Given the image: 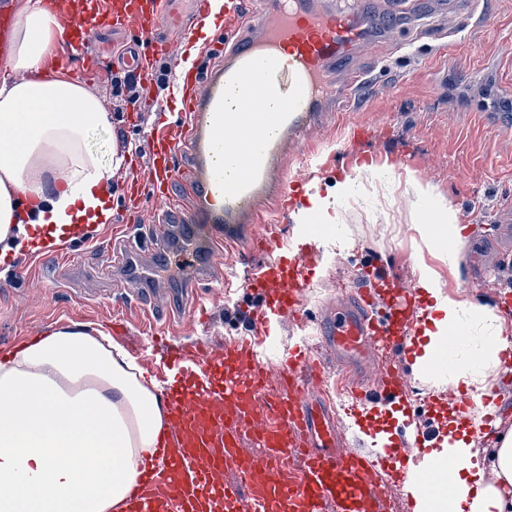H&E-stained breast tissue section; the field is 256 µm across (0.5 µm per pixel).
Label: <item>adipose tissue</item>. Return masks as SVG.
Returning a JSON list of instances; mask_svg holds the SVG:
<instances>
[{"label":"adipose tissue","instance_id":"obj_1","mask_svg":"<svg viewBox=\"0 0 512 512\" xmlns=\"http://www.w3.org/2000/svg\"><path fill=\"white\" fill-rule=\"evenodd\" d=\"M54 15L26 0L13 51L0 64V253L50 244L82 224L111 217L106 196L113 156L103 165L86 147L109 123L100 100L43 72L57 34ZM441 311L425 355L463 328L448 379L482 390L499 353L512 346L493 309L436 298ZM166 426L159 387L104 331L61 324L0 359V512H123L140 466ZM452 490L428 512H512V428L491 447L454 443Z\"/></svg>","mask_w":512,"mask_h":512}]
</instances>
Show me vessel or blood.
Returning <instances> with one entry per match:
<instances>
[{"label": "vessel or blood", "instance_id": "1", "mask_svg": "<svg viewBox=\"0 0 512 512\" xmlns=\"http://www.w3.org/2000/svg\"><path fill=\"white\" fill-rule=\"evenodd\" d=\"M55 14L63 54L47 63L71 69L84 60V72L97 71L91 56L90 31L119 30L129 41L123 65L148 74L155 61L171 54L175 35L193 37L210 0H194V8L178 15L171 0H87L77 13V0H42ZM392 10L413 37L429 34L443 40L468 26L483 30L496 25L480 12L478 0H448V24L431 30L424 0H394ZM224 59L188 71L174 85L184 109L176 131L151 138L152 174L134 182L135 204L152 202L163 217L149 232H138L140 247L160 246L170 235L166 220L178 217L179 200L172 186L180 180L178 162L189 159L185 193L196 203L180 231L200 237L212 254L246 253L258 238H268L271 258L249 267L244 286L256 295L264 317L249 316L252 329L270 333L273 323L294 312L301 288L310 279L306 250L287 253L275 221L295 208V185L283 165L285 147L302 142L330 112L349 103L363 73L352 70L336 85V69L358 50L368 49L391 34L364 23L360 14L324 6L322 0H225ZM11 0H0V57L12 47ZM265 75L263 89L245 88L246 109H224V91L243 84L255 70ZM280 108H262L265 94ZM223 142L238 163L234 177H225L213 161L216 142ZM423 314L412 292L398 290L385 314L375 311L371 287L355 281L335 306H323L317 321L322 345L353 386L359 408L401 399L403 383L389 369L391 350L410 353L405 331L419 327ZM194 365L180 350H168L170 375L160 390L168 428L156 453L142 465L140 482L129 495L125 512H384L386 477L416 482L425 499L447 488L451 454H443L421 472L398 464L404 451L438 448L441 427L435 423L408 429L401 442L363 451L349 447L319 389L321 369L307 348L286 352L277 374L258 367L249 341L228 347L199 345ZM278 377L284 396L261 402L271 377ZM258 418L255 438L262 452L242 456L238 441L242 424ZM300 454L303 470L293 476L283 468L288 454ZM236 468L240 481H224L225 468Z\"/></svg>", "mask_w": 512, "mask_h": 512}]
</instances>
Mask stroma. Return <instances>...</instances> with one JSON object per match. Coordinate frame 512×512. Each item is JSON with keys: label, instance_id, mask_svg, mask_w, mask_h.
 Returning a JSON list of instances; mask_svg holds the SVG:
<instances>
[{"label": "stroma", "instance_id": "stroma-1", "mask_svg": "<svg viewBox=\"0 0 512 512\" xmlns=\"http://www.w3.org/2000/svg\"><path fill=\"white\" fill-rule=\"evenodd\" d=\"M482 6L497 20L494 32L468 30L440 46L425 38L410 55L387 43L356 58L354 67L365 72L356 99L347 111L329 114L313 140L288 152V169L305 170L309 181L307 191L297 197L302 207L309 206L311 197L324 198L336 190L338 168L354 162L342 150L359 128L383 135L380 146L364 143L360 152L390 157L395 164L361 168L349 179V189L337 205L329 207L338 221L326 225L316 241L320 261L304 291L302 310L283 322L276 346L260 354L261 364L275 366L283 351L316 344L313 322L320 306L350 288L355 271L364 267L392 269L420 286L426 302L437 294L493 307L502 335L512 337V278L500 275L501 270H512V233L495 221L500 202L512 199V112L486 107L493 95L512 94V54L506 52L512 46V0H483ZM142 85L139 112L110 121L87 138L89 150L104 164L121 152L123 141L140 148L131 161L112 172L109 223L85 228L81 239L63 244L72 262H58L51 248L0 262V353L59 321L111 330L114 299L122 294L137 297L148 282L160 297L180 295L183 279L159 272L163 258L156 252L142 254L134 273L113 264L124 248L122 239L112 236L113 225L127 221L149 226L159 220L149 205L133 215L119 208L131 191L132 177L147 179L149 133L169 118L155 105V82L146 76ZM432 200L455 211L464 242L474 245L473 250L460 252L456 261L436 252L416 222L420 209ZM208 263L216 272L209 320L171 321L165 334L176 342L189 345L205 339L225 344L248 333L234 311L256 307L258 300L245 288L225 295L223 282L227 275L243 276L247 264L231 254L211 257ZM21 266L33 268V281L16 278ZM334 399L351 438L396 440L409 421L408 406L399 403L373 404L355 415L344 395L335 394ZM428 412L445 434L466 438L479 449L489 447V439L475 428L484 418L481 408L461 413L450 397L429 406Z\"/></svg>", "mask_w": 512, "mask_h": 512}]
</instances>
